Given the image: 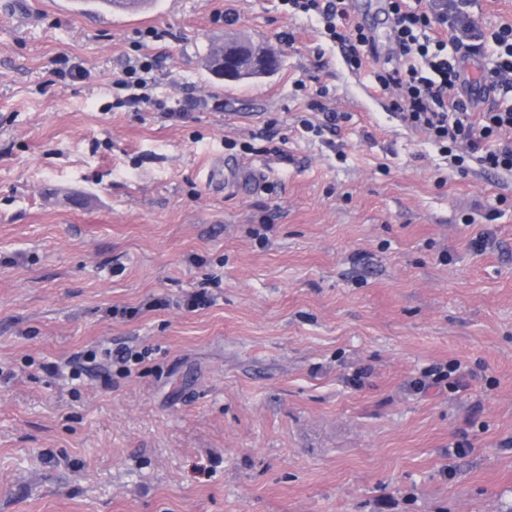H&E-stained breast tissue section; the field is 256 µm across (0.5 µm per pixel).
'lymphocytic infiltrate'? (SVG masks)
<instances>
[{
	"instance_id": "1",
	"label": "lymphocytic infiltrate",
	"mask_w": 512,
	"mask_h": 512,
	"mask_svg": "<svg viewBox=\"0 0 512 512\" xmlns=\"http://www.w3.org/2000/svg\"><path fill=\"white\" fill-rule=\"evenodd\" d=\"M291 15L319 17L325 36L346 47L353 69L372 66L380 93L395 95L406 124L425 132L456 166L475 159L485 170L512 173V25L483 26L471 15L474 0H431L425 7L387 0L392 46L380 58L372 33L352 20L350 0H280ZM479 59L477 75L465 62ZM160 66L145 54L127 56L117 86L124 104L149 105L171 121L185 110L167 107L149 93ZM495 94L480 107L481 92Z\"/></svg>"
}]
</instances>
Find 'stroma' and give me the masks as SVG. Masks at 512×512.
I'll list each match as a JSON object with an SVG mask.
<instances>
[{
  "label": "stroma",
  "instance_id": "35a3bbf8",
  "mask_svg": "<svg viewBox=\"0 0 512 512\" xmlns=\"http://www.w3.org/2000/svg\"><path fill=\"white\" fill-rule=\"evenodd\" d=\"M159 2L0 0V512H512V176L460 173L317 17ZM149 27L185 122L114 105ZM236 35L278 70L211 75ZM241 50H246L247 55H245L237 65L235 64L234 68L236 72L232 79L228 72L224 73V79L239 81L264 76L263 72L254 70L251 66L250 58L253 55L256 57L271 58L273 70L275 71L278 68L279 59L272 52L261 49L252 43L237 40L211 42L205 57L206 65L214 75L219 77L224 72V63L227 58H233L235 52Z\"/></svg>",
  "mask_w": 512,
  "mask_h": 512
}]
</instances>
